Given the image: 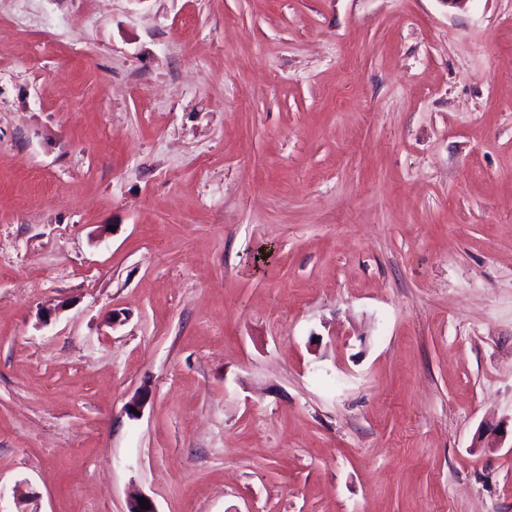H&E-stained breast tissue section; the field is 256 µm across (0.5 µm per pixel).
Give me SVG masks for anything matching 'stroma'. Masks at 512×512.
<instances>
[{"label":"stroma","mask_w":512,"mask_h":512,"mask_svg":"<svg viewBox=\"0 0 512 512\" xmlns=\"http://www.w3.org/2000/svg\"><path fill=\"white\" fill-rule=\"evenodd\" d=\"M489 423L512 0H0V512H512Z\"/></svg>","instance_id":"1"}]
</instances>
